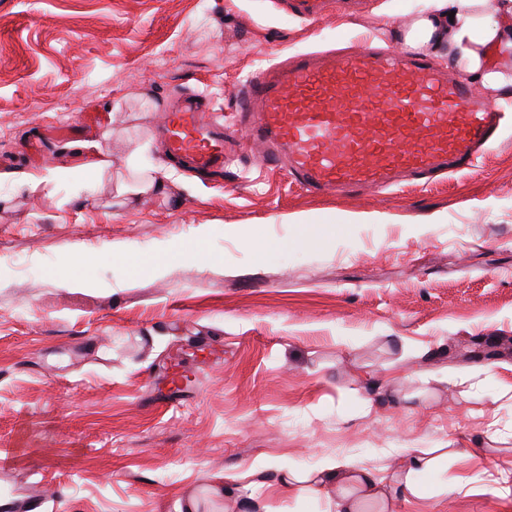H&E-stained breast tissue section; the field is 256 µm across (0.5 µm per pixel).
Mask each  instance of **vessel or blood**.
<instances>
[{
  "instance_id": "1",
  "label": "vessel or blood",
  "mask_w": 512,
  "mask_h": 512,
  "mask_svg": "<svg viewBox=\"0 0 512 512\" xmlns=\"http://www.w3.org/2000/svg\"><path fill=\"white\" fill-rule=\"evenodd\" d=\"M309 21L324 0H287ZM236 124L266 165L287 170L313 194L383 191L402 181L471 169L505 116L463 75L428 56L375 46L356 54L300 53L249 75L234 102ZM169 153L198 171L221 173L236 144L194 99L167 107Z\"/></svg>"
}]
</instances>
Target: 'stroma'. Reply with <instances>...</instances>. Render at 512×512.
<instances>
[{"label":"stroma","mask_w":512,"mask_h":512,"mask_svg":"<svg viewBox=\"0 0 512 512\" xmlns=\"http://www.w3.org/2000/svg\"><path fill=\"white\" fill-rule=\"evenodd\" d=\"M428 6L336 0L313 23L280 0H0L8 512H329L283 471L388 476L410 448L435 465L396 512H512V137L473 173L314 197L247 149L199 175L157 134L163 103L230 114L249 73L392 47ZM173 364L192 383L155 408Z\"/></svg>","instance_id":"35a3bbf8"}]
</instances>
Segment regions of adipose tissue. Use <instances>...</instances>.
<instances>
[{"label":"adipose tissue","mask_w":512,"mask_h":512,"mask_svg":"<svg viewBox=\"0 0 512 512\" xmlns=\"http://www.w3.org/2000/svg\"><path fill=\"white\" fill-rule=\"evenodd\" d=\"M402 40L405 46L453 59L488 93L512 88V0H430L429 12L403 31ZM431 462L428 449H411L400 473L388 482L353 460L330 458L313 473L282 477L281 484L301 494L339 488L332 512H360L359 495H404Z\"/></svg>","instance_id":"1"}]
</instances>
